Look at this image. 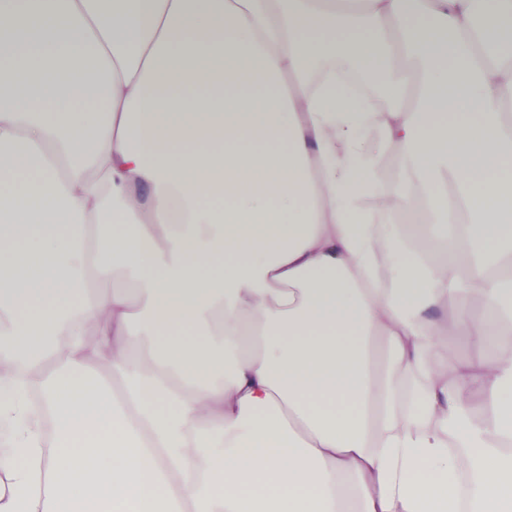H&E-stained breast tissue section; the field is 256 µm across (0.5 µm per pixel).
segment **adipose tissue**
I'll return each instance as SVG.
<instances>
[{
    "mask_svg": "<svg viewBox=\"0 0 512 512\" xmlns=\"http://www.w3.org/2000/svg\"><path fill=\"white\" fill-rule=\"evenodd\" d=\"M501 42L512 0H0V512H460L458 447L512 512ZM421 208L442 262L374 220Z\"/></svg>",
    "mask_w": 512,
    "mask_h": 512,
    "instance_id": "ef3b65f1",
    "label": "adipose tissue"
}]
</instances>
